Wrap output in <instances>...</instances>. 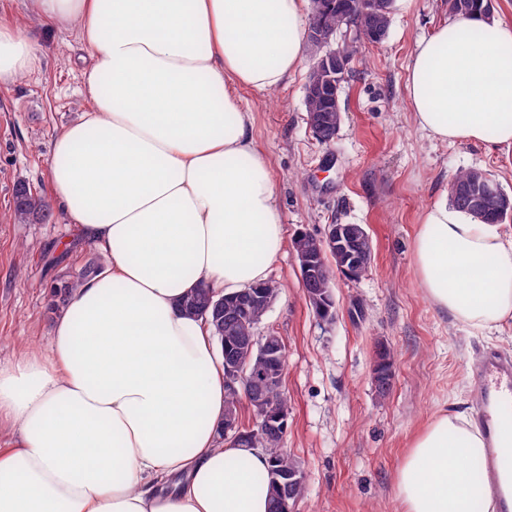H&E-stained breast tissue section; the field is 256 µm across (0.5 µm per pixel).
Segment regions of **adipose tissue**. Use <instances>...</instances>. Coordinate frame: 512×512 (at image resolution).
I'll use <instances>...</instances> for the list:
<instances>
[{
    "label": "adipose tissue",
    "instance_id": "ef3b65f1",
    "mask_svg": "<svg viewBox=\"0 0 512 512\" xmlns=\"http://www.w3.org/2000/svg\"><path fill=\"white\" fill-rule=\"evenodd\" d=\"M308 0H29L78 29L80 121L55 139L52 198L103 258L41 353L0 367V512H269L263 449L222 442L228 390L205 319L183 299L267 282L287 240L276 182L239 100L297 70ZM26 27L0 23V85L32 72ZM415 124L443 142L512 146V23L451 16L416 43ZM418 285L457 325L512 322V240L448 202L423 207ZM486 440L433 415L395 475L402 512H499Z\"/></svg>",
    "mask_w": 512,
    "mask_h": 512
}]
</instances>
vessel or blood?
Here are the masks:
<instances>
[{"mask_svg":"<svg viewBox=\"0 0 512 512\" xmlns=\"http://www.w3.org/2000/svg\"><path fill=\"white\" fill-rule=\"evenodd\" d=\"M475 398L486 410L478 423L488 440H495L500 424L512 421V357L496 351L486 354L476 376Z\"/></svg>","mask_w":512,"mask_h":512,"instance_id":"vessel-or-blood-1","label":"vessel or blood"}]
</instances>
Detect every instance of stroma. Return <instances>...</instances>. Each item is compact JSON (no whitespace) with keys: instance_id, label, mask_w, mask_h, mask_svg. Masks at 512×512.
Masks as SVG:
<instances>
[{"instance_id":"1","label":"stroma","mask_w":512,"mask_h":512,"mask_svg":"<svg viewBox=\"0 0 512 512\" xmlns=\"http://www.w3.org/2000/svg\"><path fill=\"white\" fill-rule=\"evenodd\" d=\"M448 17L447 0H396L389 33L365 44L343 83L342 123L320 144L307 123L311 66L277 91L240 90L251 133L276 180L287 237L322 235L329 224L365 225L373 262L360 280L337 278L336 316L320 320L306 300L293 248L272 265L279 294L260 328L287 347L283 388L291 401L283 446L302 464L308 490L294 512H400L397 466L413 437L441 409L477 418L474 377L486 351L512 356V325L475 335L436 313L417 286L411 242L420 210L447 197L464 169L489 174L512 195V148L440 143L414 123L406 79L418 39ZM0 19L28 25L37 69L0 89V367L46 351L56 316L49 287L97 257L58 208L14 219L18 184L50 197L57 134L90 107L83 95L84 46L77 29L27 20L26 0H0ZM393 353L392 391L371 383L375 347Z\"/></svg>"}]
</instances>
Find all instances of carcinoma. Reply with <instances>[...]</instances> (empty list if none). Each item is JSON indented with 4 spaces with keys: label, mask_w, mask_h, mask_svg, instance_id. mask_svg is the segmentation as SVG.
Segmentation results:
<instances>
[{
    "label": "carcinoma",
    "mask_w": 512,
    "mask_h": 512,
    "mask_svg": "<svg viewBox=\"0 0 512 512\" xmlns=\"http://www.w3.org/2000/svg\"><path fill=\"white\" fill-rule=\"evenodd\" d=\"M311 20L321 22L327 28L336 31V51L344 57L356 60L362 40L354 34H348L350 24L360 20L362 27L372 36V43H381L388 34L390 15L394 0H382L378 7L372 6L370 0H311ZM448 12L451 15L472 16L483 14L492 16L493 5L488 0H448ZM306 112L318 119L311 127L315 138L324 145L334 142L342 122L340 100L332 101L322 96L305 95ZM491 180V177L476 169L460 171L454 178L449 201L450 204L472 215L486 224H501L512 215V208L506 205V197H480V181ZM15 216L26 222L43 217L47 213L45 199L31 192L24 184L15 190ZM293 249L324 254L322 278L319 287L333 291L336 273L341 271L344 262L335 256L326 255L324 240L316 235L299 231L293 239ZM102 263L92 264L85 269L81 276L64 281L53 287L55 309H61L67 302L72 291L85 279L97 274ZM237 295L220 296L211 289L201 286L194 289L184 300V309L193 315L205 318L211 326L218 344L224 346V354L233 358L247 378L242 382V388L229 391L227 408L239 411L242 396L246 393L261 389L265 393L266 408L269 413L288 421V397L280 385H264L263 379L254 377V373L267 368V361L261 355L258 346L247 347L240 345L244 337L253 336L257 326L269 310V306L261 305L254 308L250 314L243 316L239 312L236 301ZM316 315L325 322L335 319L336 305L334 297L313 305ZM283 436L277 434H259L247 439L255 448H263L268 453L273 468L267 475L257 480L258 487L266 488L271 500L270 512H283L284 506L293 507L307 492V476L301 463L288 451L282 448ZM297 474L301 482L295 484L291 491L288 504H283L280 490L276 481L277 476Z\"/></svg>",
    "instance_id": "1"
}]
</instances>
